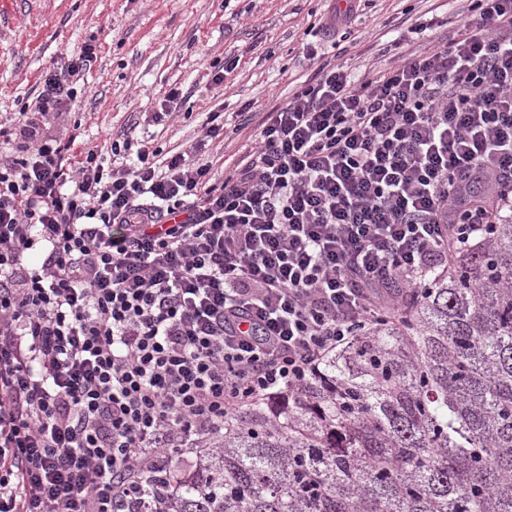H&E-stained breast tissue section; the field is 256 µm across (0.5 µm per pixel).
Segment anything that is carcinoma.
I'll return each instance as SVG.
<instances>
[{"mask_svg": "<svg viewBox=\"0 0 512 512\" xmlns=\"http://www.w3.org/2000/svg\"><path fill=\"white\" fill-rule=\"evenodd\" d=\"M152 485L151 512H512V220Z\"/></svg>", "mask_w": 512, "mask_h": 512, "instance_id": "carcinoma-1", "label": "carcinoma"}]
</instances>
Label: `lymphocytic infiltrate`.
<instances>
[{
    "label": "lymphocytic infiltrate",
    "instance_id": "lymphocytic-infiltrate-1",
    "mask_svg": "<svg viewBox=\"0 0 512 512\" xmlns=\"http://www.w3.org/2000/svg\"><path fill=\"white\" fill-rule=\"evenodd\" d=\"M357 80L320 64L222 183L45 136L95 48L45 74L0 161V512H135L168 449L301 390L512 218V0Z\"/></svg>",
    "mask_w": 512,
    "mask_h": 512
}]
</instances>
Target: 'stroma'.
<instances>
[{
  "label": "stroma",
  "instance_id": "stroma-1",
  "mask_svg": "<svg viewBox=\"0 0 512 512\" xmlns=\"http://www.w3.org/2000/svg\"><path fill=\"white\" fill-rule=\"evenodd\" d=\"M330 7V0H0V124L11 125L32 101L44 72L90 44L96 59L84 72L81 93L49 116L45 132L75 137L92 150L125 134L167 157L191 150L216 112L224 142L209 149L208 160L220 181L255 145L257 126L242 124L240 105L252 102L258 113L285 103L313 74L304 46L369 78L391 60L379 34L403 36V54H413L423 42L443 41L468 2L365 0L350 38L339 42L318 26ZM431 16L443 26L425 40L407 38L417 20ZM230 53L240 56L238 67L214 84V63ZM175 85L185 104L165 124L147 122Z\"/></svg>",
  "mask_w": 512,
  "mask_h": 512
}]
</instances>
